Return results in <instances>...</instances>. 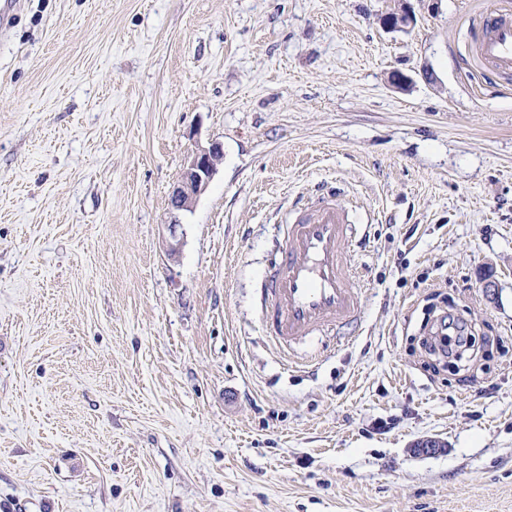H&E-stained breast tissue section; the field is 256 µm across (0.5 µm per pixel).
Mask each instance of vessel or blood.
<instances>
[{
	"label": "vessel or blood",
	"instance_id": "obj_1",
	"mask_svg": "<svg viewBox=\"0 0 512 512\" xmlns=\"http://www.w3.org/2000/svg\"><path fill=\"white\" fill-rule=\"evenodd\" d=\"M464 58L495 75L512 76V8L485 12L467 38ZM351 206L334 192L313 193L292 211L265 286L262 320L277 345L358 320L361 292L345 244L352 235Z\"/></svg>",
	"mask_w": 512,
	"mask_h": 512
}]
</instances>
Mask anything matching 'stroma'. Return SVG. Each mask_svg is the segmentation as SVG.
<instances>
[{
    "instance_id": "stroma-1",
    "label": "stroma",
    "mask_w": 512,
    "mask_h": 512,
    "mask_svg": "<svg viewBox=\"0 0 512 512\" xmlns=\"http://www.w3.org/2000/svg\"><path fill=\"white\" fill-rule=\"evenodd\" d=\"M496 5L21 0L0 42V512H512V81L458 56ZM214 140L207 191L172 210ZM322 184L360 201L363 313L292 368L262 279ZM447 314L478 354L434 369L421 339ZM223 156V147L219 142H211L207 147H195L188 153L181 178L171 192L172 209L188 211L194 207L217 173Z\"/></svg>"
}]
</instances>
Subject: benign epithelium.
I'll list each match as a JSON object with an SVG mask.
<instances>
[{"label": "benign epithelium", "instance_id": "7a95c632", "mask_svg": "<svg viewBox=\"0 0 512 512\" xmlns=\"http://www.w3.org/2000/svg\"><path fill=\"white\" fill-rule=\"evenodd\" d=\"M223 156V147L219 142L197 147L188 153L181 178L171 192L170 203L173 209L188 211L194 207L217 173Z\"/></svg>", "mask_w": 512, "mask_h": 512}]
</instances>
